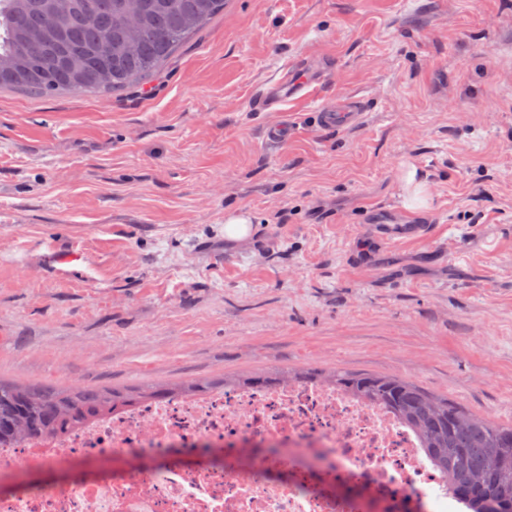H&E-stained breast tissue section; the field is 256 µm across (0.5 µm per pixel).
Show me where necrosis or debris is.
I'll return each instance as SVG.
<instances>
[{
  "instance_id": "necrosis-or-debris-1",
  "label": "necrosis or debris",
  "mask_w": 512,
  "mask_h": 512,
  "mask_svg": "<svg viewBox=\"0 0 512 512\" xmlns=\"http://www.w3.org/2000/svg\"><path fill=\"white\" fill-rule=\"evenodd\" d=\"M0 512H463L420 433L320 382L130 403L0 442Z\"/></svg>"
}]
</instances>
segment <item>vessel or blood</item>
I'll list each match as a JSON object with an SVG mask.
<instances>
[{
	"mask_svg": "<svg viewBox=\"0 0 512 512\" xmlns=\"http://www.w3.org/2000/svg\"><path fill=\"white\" fill-rule=\"evenodd\" d=\"M325 59V52L320 50L313 62L288 68L279 79L253 97V110L276 112L289 100H302L312 96L333 77V71L326 66ZM363 115V106L359 100L344 98L337 100L332 107L316 109L311 120L323 128H341L357 124ZM379 231L387 243L394 244L402 240L423 239L427 236L429 227L419 223H383L380 224Z\"/></svg>",
	"mask_w": 512,
	"mask_h": 512,
	"instance_id": "1",
	"label": "vessel or blood"
}]
</instances>
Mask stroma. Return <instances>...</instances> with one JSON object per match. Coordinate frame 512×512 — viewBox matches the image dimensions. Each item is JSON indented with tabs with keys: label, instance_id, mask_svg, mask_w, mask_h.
Returning <instances> with one entry per match:
<instances>
[{
	"label": "stroma",
	"instance_id": "stroma-1",
	"mask_svg": "<svg viewBox=\"0 0 512 512\" xmlns=\"http://www.w3.org/2000/svg\"><path fill=\"white\" fill-rule=\"evenodd\" d=\"M319 46L334 82L249 111ZM341 97L362 121L311 127ZM411 165L439 188L434 231L390 246L369 211L401 206ZM233 209L248 241L224 237ZM298 363L512 424V0H225L144 86L0 90V379Z\"/></svg>",
	"mask_w": 512,
	"mask_h": 512
}]
</instances>
